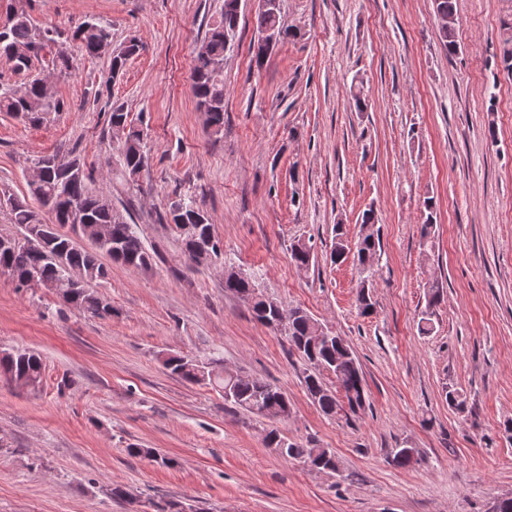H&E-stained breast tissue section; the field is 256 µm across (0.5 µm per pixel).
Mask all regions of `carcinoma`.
<instances>
[{
    "mask_svg": "<svg viewBox=\"0 0 512 512\" xmlns=\"http://www.w3.org/2000/svg\"><path fill=\"white\" fill-rule=\"evenodd\" d=\"M241 0H224L220 15L209 25L208 32L191 61V78L197 105L206 113V121L212 133L218 135L224 128V59L231 51V45L224 39V32H235L239 26ZM435 18L442 21V45L448 54L457 51L455 28V0H433ZM258 34L273 29L278 42L283 43L296 36L294 30L285 26L281 11L274 13L257 12ZM57 33L33 27L28 16L22 14L7 18L0 25V57L13 63L17 74L25 76L16 85L0 82V112L19 115L31 123L41 122L48 114L59 112L63 100L47 96L41 79L28 75L33 60L40 57L43 49L56 42ZM112 34L107 25L96 21H85L73 32V39L81 55L96 57L101 54V44L111 41ZM142 44L137 38L127 39L112 53L110 72L119 74L127 61L139 54ZM111 128L121 126L127 129L126 139L117 144L119 168L113 172L115 180L123 186L133 188L139 185L147 170L149 158L145 151L144 137L140 128L129 121V113L121 104H113L108 116ZM37 163L43 166L42 178L29 184L31 195L40 208L36 209L11 194H3L0 206L9 210L11 223L21 228V237L29 233L40 234L45 243L40 246L21 244L11 249H0V273L7 274L20 288L29 290L48 289V285L59 280L69 282V288L61 293L65 304L79 308L94 317L112 315L108 297L93 289V285L108 278V269L99 262L98 254L109 256L133 270H147L158 258L156 251L144 245L140 235L130 223L127 210L119 209L112 201L94 193L90 187L91 174L77 157L61 158L56 154L43 155ZM52 215V223L44 222L39 209ZM202 219L199 225V240L193 244L182 239L184 252L192 248L213 243L214 256L221 254L220 242L214 239L209 217L196 201L178 195L167 204L165 220L182 232V221L191 217ZM69 224L80 225L79 233L93 239L96 227L105 225L110 239L105 243L94 242L96 251H86L76 245L73 238L62 231ZM380 251V239L369 232L356 244V260L360 273L365 279L372 277V266ZM314 257L313 247L296 243L291 248V261L297 269H307ZM224 288L243 298L249 305L253 318L261 324L286 336L289 351L299 356L306 364L303 383L308 397L326 416H340L345 420L364 409L367 401L362 371L348 343L340 336L330 342L314 343L322 324L300 307L288 312L293 319L288 326L280 328L274 324L275 312L281 304L266 297L256 281L249 275H229L224 278ZM443 300V286L434 281L427 291V303L421 313L419 329L428 334L433 329L434 310ZM171 374L194 384L203 383L195 365L186 356L176 355L166 362ZM0 370L11 374V379L23 388H36L42 380L43 362L41 357L29 350H6L0 356ZM336 379L337 389L328 387L324 374ZM210 383L224 392V401L249 414L281 422L288 419L290 407L288 397L275 385L259 378L241 373H226L222 376H207ZM284 440L278 429L272 428L266 434V444H278ZM286 441V440H284ZM281 456L301 459L313 470L336 472L342 469L340 459L329 450L316 452L313 442L303 446L286 441Z\"/></svg>",
    "mask_w": 512,
    "mask_h": 512,
    "instance_id": "1",
    "label": "carcinoma"
}]
</instances>
